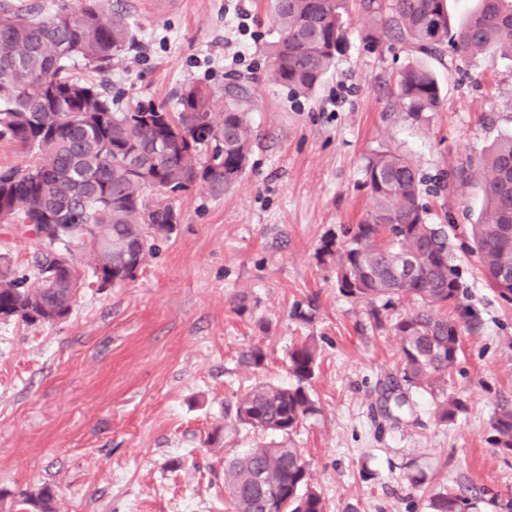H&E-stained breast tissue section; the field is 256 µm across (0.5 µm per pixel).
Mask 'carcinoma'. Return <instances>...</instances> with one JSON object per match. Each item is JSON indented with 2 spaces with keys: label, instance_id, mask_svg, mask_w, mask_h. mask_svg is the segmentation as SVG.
Masks as SVG:
<instances>
[{
  "label": "carcinoma",
  "instance_id": "cac0c4a2",
  "mask_svg": "<svg viewBox=\"0 0 512 512\" xmlns=\"http://www.w3.org/2000/svg\"><path fill=\"white\" fill-rule=\"evenodd\" d=\"M349 0H267L277 37L267 45L274 81L299 94L313 93L341 53ZM469 20L454 29L444 0H393L381 15L378 0H364L369 23L387 37L436 56L451 46L462 58L512 56V0H478ZM134 41L126 14L109 0H59L44 16L31 4L0 10V142L35 154L26 166L0 170V224H21L37 240L38 286L11 273L0 254V316L27 324L53 323L69 315L84 284L76 260L87 249L100 286H123L136 276L153 244L166 237L180 213L172 197L191 187L217 198L242 181L251 148V93L243 83L218 92L191 84L176 111L152 100L120 109L116 100L77 70L102 73ZM400 106L413 118L435 112L442 97L434 73L416 60L398 74ZM209 116L205 127L194 113ZM485 207L471 226L473 250L485 273L512 270V241L500 234L512 224V135L494 142L478 161ZM370 203L361 220L340 229L318 249L332 262L342 295L371 306L378 328L398 339L401 378L409 388L433 389L458 358L462 327L470 313L460 303L459 272L451 264L442 228L428 222L421 203L422 178L403 154H373L365 166ZM409 297L417 307L387 324L392 300ZM382 305H376V302ZM317 348L303 342L289 353L295 384L259 383L233 394L234 421L281 441L250 448L224 464L226 512H324L310 487L308 463L292 435L317 407L308 383ZM463 404H436L445 424ZM494 444L512 452V406L496 412ZM21 512H58L53 491L23 493ZM427 512H472L476 499L438 492Z\"/></svg>",
  "mask_w": 512,
  "mask_h": 512
}]
</instances>
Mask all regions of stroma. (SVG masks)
I'll return each instance as SVG.
<instances>
[{
    "label": "stroma",
    "instance_id": "1",
    "mask_svg": "<svg viewBox=\"0 0 512 512\" xmlns=\"http://www.w3.org/2000/svg\"><path fill=\"white\" fill-rule=\"evenodd\" d=\"M136 26L135 44L105 82L120 107L151 98L176 108L190 84L222 88L254 78L252 150L241 184L223 197L191 188L173 202L180 221L156 240L134 281L82 288L54 324L0 320V512L20 491L51 486L60 512H224V463L271 443L227 424L233 392L258 381L293 384L288 353L318 346L310 391L317 411L295 441L326 512H426L429 494L468 491L478 512L512 499V453L492 443V419L512 406V302L489 287L471 250L480 179L443 187L461 164L512 134V58H427L442 91L414 119L398 104L409 45L374 47L352 0L347 45L308 97L270 73L274 33L265 0H111ZM409 156L428 220L445 225L472 323L457 362L410 412L382 414L380 381L398 374L396 336L375 329L368 304L343 296L320 263L324 236L357 223L369 205L365 165L383 150ZM33 235L0 224V252L30 273ZM262 348V367L245 362ZM463 400L453 422L437 402ZM427 476L414 488L405 464Z\"/></svg>",
    "mask_w": 512,
    "mask_h": 512
}]
</instances>
